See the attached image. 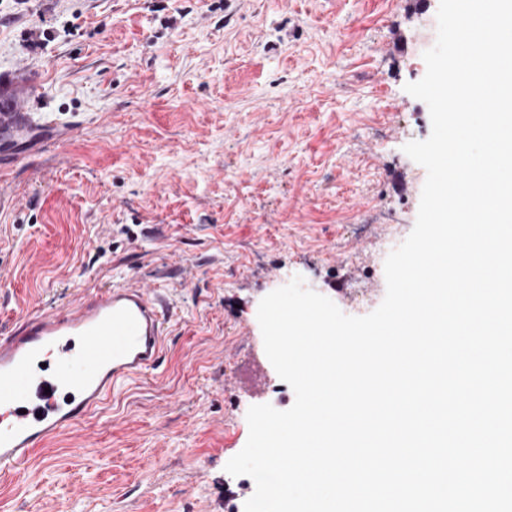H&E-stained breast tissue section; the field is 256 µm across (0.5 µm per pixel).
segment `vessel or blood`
<instances>
[{
  "label": "vessel or blood",
  "instance_id": "1",
  "mask_svg": "<svg viewBox=\"0 0 512 512\" xmlns=\"http://www.w3.org/2000/svg\"><path fill=\"white\" fill-rule=\"evenodd\" d=\"M0 74V138L67 140L75 127L35 118ZM171 308L155 288L119 283L22 318L0 337V472L25 481L44 441L76 426L114 391L160 368Z\"/></svg>",
  "mask_w": 512,
  "mask_h": 512
}]
</instances>
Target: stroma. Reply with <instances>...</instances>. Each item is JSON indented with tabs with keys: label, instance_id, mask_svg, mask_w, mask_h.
Wrapping results in <instances>:
<instances>
[{
	"label": "stroma",
	"instance_id": "stroma-1",
	"mask_svg": "<svg viewBox=\"0 0 512 512\" xmlns=\"http://www.w3.org/2000/svg\"><path fill=\"white\" fill-rule=\"evenodd\" d=\"M438 0H0V72L72 138L19 156L0 210V336L126 280L169 294L158 373L0 474V512H244L226 472L249 407L289 409L259 303L299 276L345 314L386 280L427 172L426 72ZM265 378L252 384L255 363Z\"/></svg>",
	"mask_w": 512,
	"mask_h": 512
}]
</instances>
